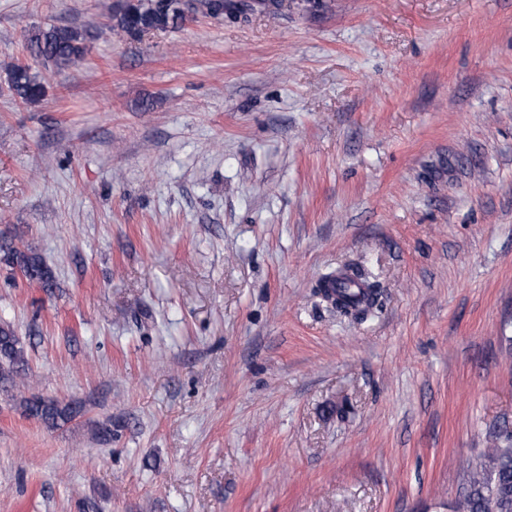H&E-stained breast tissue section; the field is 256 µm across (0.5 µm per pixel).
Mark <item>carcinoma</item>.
Instances as JSON below:
<instances>
[{
    "instance_id": "carcinoma-1",
    "label": "carcinoma",
    "mask_w": 512,
    "mask_h": 512,
    "mask_svg": "<svg viewBox=\"0 0 512 512\" xmlns=\"http://www.w3.org/2000/svg\"><path fill=\"white\" fill-rule=\"evenodd\" d=\"M201 14L224 19L216 12V0H119L112 12L111 29L122 39L135 40L151 31L179 28L192 15ZM95 25L82 28L50 26L33 34L28 48L32 54L58 69L81 61L87 44L93 38ZM9 87L22 102L37 101L43 86L30 67L17 65L12 69ZM10 264L45 288L54 285V276L40 256L19 250L7 254ZM319 291L345 315L364 319L378 309V291L360 270L338 268L322 276ZM24 347L14 330L0 326V382L15 381L27 366ZM25 412L50 427L72 421L80 409L53 399L33 396L24 401ZM463 485L471 493L453 502L452 512H512V430L503 429L492 446L463 462Z\"/></svg>"
}]
</instances>
